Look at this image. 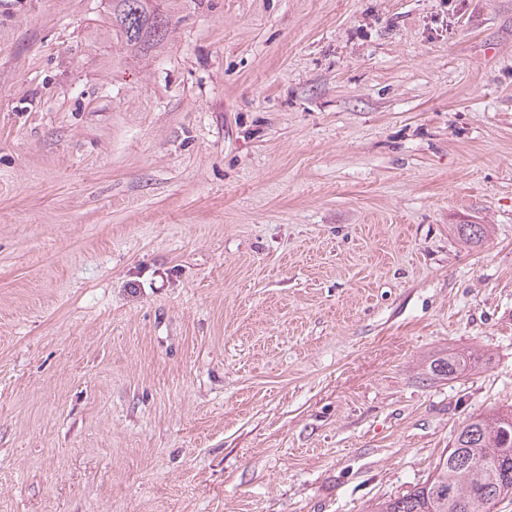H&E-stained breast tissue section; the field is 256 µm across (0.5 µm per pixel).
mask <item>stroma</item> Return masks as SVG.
I'll list each match as a JSON object with an SVG mask.
<instances>
[{"label": "stroma", "mask_w": 512, "mask_h": 512, "mask_svg": "<svg viewBox=\"0 0 512 512\" xmlns=\"http://www.w3.org/2000/svg\"><path fill=\"white\" fill-rule=\"evenodd\" d=\"M150 7L0 0V512H371L512 409V0ZM147 0H113L116 7V20L126 40L136 44L143 38L162 37L167 22L153 17L145 6ZM480 358L470 353L467 355L449 354L447 358L434 360L429 371L435 375H450L457 372L472 370L479 364Z\"/></svg>", "instance_id": "35a3bbf8"}]
</instances>
